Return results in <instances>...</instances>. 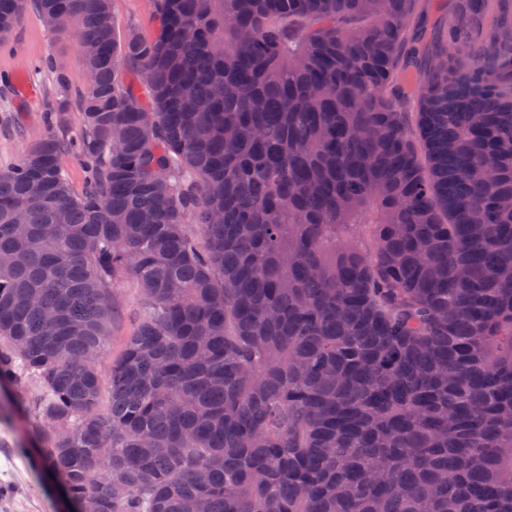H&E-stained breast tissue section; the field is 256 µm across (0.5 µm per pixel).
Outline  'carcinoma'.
Listing matches in <instances>:
<instances>
[{"label":"carcinoma","mask_w":512,"mask_h":512,"mask_svg":"<svg viewBox=\"0 0 512 512\" xmlns=\"http://www.w3.org/2000/svg\"><path fill=\"white\" fill-rule=\"evenodd\" d=\"M487 2L430 28L416 0H153L158 34L120 39L112 0H34L96 55L80 135L49 57L48 130L0 171V383L77 512H512V0ZM115 309L112 314V335L108 348L99 362V370L106 377L112 359L120 356L125 339L134 328V319L140 308L139 290L136 285L126 283L114 290Z\"/></svg>","instance_id":"obj_1"}]
</instances>
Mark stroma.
<instances>
[{
	"label": "stroma",
	"instance_id": "1",
	"mask_svg": "<svg viewBox=\"0 0 512 512\" xmlns=\"http://www.w3.org/2000/svg\"><path fill=\"white\" fill-rule=\"evenodd\" d=\"M112 15L117 31L135 27L148 38L157 32L151 0H112ZM49 55L66 69L72 88L85 84L71 35L48 30L33 5H26L11 38L0 43V170L16 164L25 148L45 132L44 95L52 90L53 79L40 62ZM19 76L35 86L34 94L23 98L13 92L11 83ZM114 298L112 335L99 362L103 373L122 353L140 308L134 284L115 289ZM35 425L34 418L16 410L10 386L0 384V512H75L42 466Z\"/></svg>",
	"mask_w": 512,
	"mask_h": 512
}]
</instances>
